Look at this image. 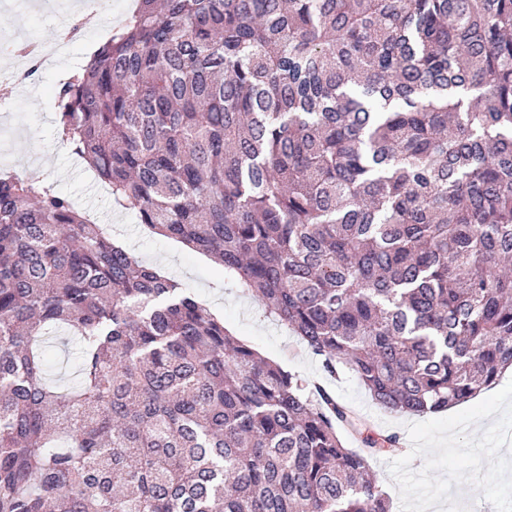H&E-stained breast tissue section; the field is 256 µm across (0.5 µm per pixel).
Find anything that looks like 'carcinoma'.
Wrapping results in <instances>:
<instances>
[{"label":"carcinoma","instance_id":"cac0c4a2","mask_svg":"<svg viewBox=\"0 0 512 512\" xmlns=\"http://www.w3.org/2000/svg\"><path fill=\"white\" fill-rule=\"evenodd\" d=\"M53 102L115 202L381 408L446 411L512 365V0H137ZM400 450L0 175V512H390L368 459ZM52 341L55 343L57 351V365L54 376L71 378L70 374L75 371L74 362L79 351V345L72 341L64 342L62 339H53Z\"/></svg>","mask_w":512,"mask_h":512}]
</instances>
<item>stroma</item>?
<instances>
[{"label": "stroma", "mask_w": 512, "mask_h": 512, "mask_svg": "<svg viewBox=\"0 0 512 512\" xmlns=\"http://www.w3.org/2000/svg\"><path fill=\"white\" fill-rule=\"evenodd\" d=\"M91 0H0V44L10 45L17 33L49 43L58 35L59 16L87 11ZM134 0H112L111 12L101 13L96 25L75 39L71 53L42 64L31 82L16 87L0 100V172L34 177L68 194L79 209L112 230L138 260L154 265L169 277L193 288L224 324L242 341L288 370L320 383L362 415L375 430L397 434L409 444L411 415L390 413L376 405L350 369L338 377L325 375L319 360L287 328L265 317L255 298L233 287L224 270L204 254L182 243L156 236L140 224L133 208L119 205L101 190V183L83 160L57 134L53 87L83 65L107 38Z\"/></svg>", "instance_id": "1"}]
</instances>
